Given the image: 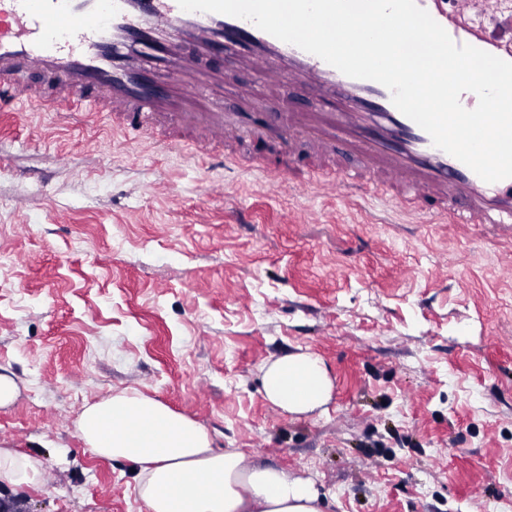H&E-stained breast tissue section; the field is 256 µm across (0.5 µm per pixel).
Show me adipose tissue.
Masks as SVG:
<instances>
[{
    "label": "adipose tissue",
    "mask_w": 512,
    "mask_h": 512,
    "mask_svg": "<svg viewBox=\"0 0 512 512\" xmlns=\"http://www.w3.org/2000/svg\"><path fill=\"white\" fill-rule=\"evenodd\" d=\"M262 385L270 403L296 415L323 407L333 390L327 366L305 352L266 363ZM78 434L98 455L132 465L148 512H322L311 481L215 451L201 425L136 390L87 407Z\"/></svg>",
    "instance_id": "1"
}]
</instances>
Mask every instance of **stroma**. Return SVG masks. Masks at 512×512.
I'll use <instances>...</instances> for the list:
<instances>
[{"instance_id": "stroma-1", "label": "stroma", "mask_w": 512, "mask_h": 512, "mask_svg": "<svg viewBox=\"0 0 512 512\" xmlns=\"http://www.w3.org/2000/svg\"><path fill=\"white\" fill-rule=\"evenodd\" d=\"M222 184L205 198L202 182ZM320 357L330 401L263 395ZM0 448L38 458L23 512H145L79 439L139 390L218 451L314 480L323 512H503L512 501V226L401 224L377 201L282 198L104 115H0ZM265 398L289 414H306L331 398L333 381L324 362L305 352L285 354L262 368Z\"/></svg>"}]
</instances>
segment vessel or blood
I'll return each mask as SVG.
<instances>
[{
    "mask_svg": "<svg viewBox=\"0 0 512 512\" xmlns=\"http://www.w3.org/2000/svg\"><path fill=\"white\" fill-rule=\"evenodd\" d=\"M459 45L512 62V0H416ZM216 62L214 73L200 69ZM260 89L234 110L213 101L224 60ZM286 86L311 109L270 97ZM107 112L129 133L193 161L223 144L225 166L250 142L251 165L282 194L355 190L390 197L430 224H511L512 178L483 181L435 147L383 85L342 74L249 20L186 12L177 0H0V112Z\"/></svg>",
    "mask_w": 512,
    "mask_h": 512,
    "instance_id": "1",
    "label": "vessel or blood"
}]
</instances>
